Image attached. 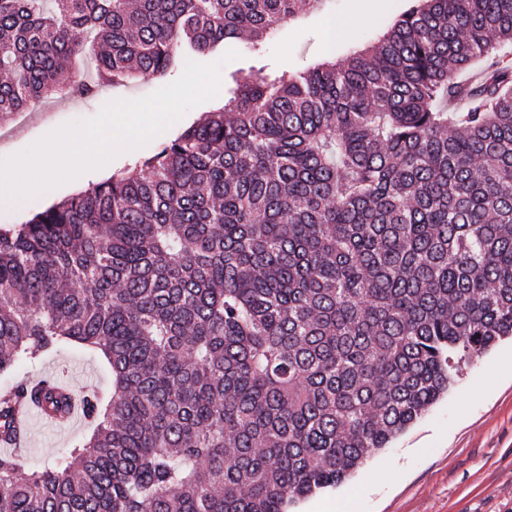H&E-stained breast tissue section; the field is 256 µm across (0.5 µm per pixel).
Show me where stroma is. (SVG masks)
Segmentation results:
<instances>
[{
    "mask_svg": "<svg viewBox=\"0 0 512 512\" xmlns=\"http://www.w3.org/2000/svg\"><path fill=\"white\" fill-rule=\"evenodd\" d=\"M410 6V0H325L323 10L306 13L267 36L263 56L252 54L246 39L228 41V48L240 57L223 67L215 99L188 110L145 146L120 153L104 166L21 204H0V225L25 222L113 173L141 166L162 143L222 108L234 74L261 67L274 76L324 62L343 64L382 39ZM165 84L161 78L106 86L91 101H47L29 112L0 113V161L30 148L47 135L49 127L92 117L107 100L140 98ZM48 375L63 376L77 386L112 388V373L103 355L76 344L62 345L34 365L18 363L9 374H0V384ZM90 435L83 420L63 427L33 421L27 446L34 467L55 466L73 443ZM343 490L351 494V512H512V339L503 338L480 358L464 362L448 393L387 448L368 457L341 488L298 502L291 512H337L336 498Z\"/></svg>",
    "mask_w": 512,
    "mask_h": 512,
    "instance_id": "35a3bbf8",
    "label": "stroma"
}]
</instances>
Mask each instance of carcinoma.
Listing matches in <instances>:
<instances>
[{
  "label": "carcinoma",
  "instance_id": "1",
  "mask_svg": "<svg viewBox=\"0 0 512 512\" xmlns=\"http://www.w3.org/2000/svg\"><path fill=\"white\" fill-rule=\"evenodd\" d=\"M322 0H0V112L158 79ZM512 0H417L367 54L234 78L146 160L0 227V373L102 352L89 440L29 467L0 391V512H289L512 337Z\"/></svg>",
  "mask_w": 512,
  "mask_h": 512
}]
</instances>
